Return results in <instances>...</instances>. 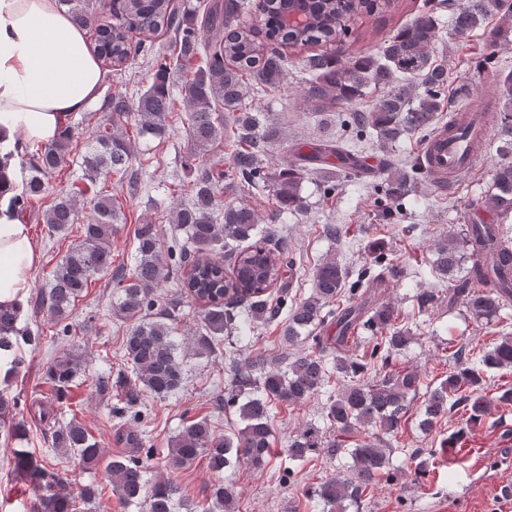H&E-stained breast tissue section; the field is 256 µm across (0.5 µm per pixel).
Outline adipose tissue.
<instances>
[{
	"label": "adipose tissue",
	"mask_w": 512,
	"mask_h": 512,
	"mask_svg": "<svg viewBox=\"0 0 512 512\" xmlns=\"http://www.w3.org/2000/svg\"><path fill=\"white\" fill-rule=\"evenodd\" d=\"M102 69L57 0H0V148L57 140L97 100ZM37 261L27 226L0 197V304L22 303Z\"/></svg>",
	"instance_id": "obj_1"
}]
</instances>
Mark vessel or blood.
Returning <instances> with one entry per match:
<instances>
[{
    "instance_id": "1",
    "label": "vessel or blood",
    "mask_w": 512,
    "mask_h": 512,
    "mask_svg": "<svg viewBox=\"0 0 512 512\" xmlns=\"http://www.w3.org/2000/svg\"><path fill=\"white\" fill-rule=\"evenodd\" d=\"M487 122L468 108L457 109L426 143L423 154L431 177L438 182L460 179L478 160L477 148L487 142Z\"/></svg>"
}]
</instances>
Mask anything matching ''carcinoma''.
Returning a JSON list of instances; mask_svg holds the SVG:
<instances>
[{"instance_id": "carcinoma-1", "label": "carcinoma", "mask_w": 512, "mask_h": 512, "mask_svg": "<svg viewBox=\"0 0 512 512\" xmlns=\"http://www.w3.org/2000/svg\"><path fill=\"white\" fill-rule=\"evenodd\" d=\"M59 3L78 24L96 31L94 53L103 66L120 70L129 60L142 57L151 60L156 70L149 88L136 98L119 91L105 95L99 110L109 115L110 125L81 156L86 189L56 196L42 216L50 232L62 233L77 221V198L91 209L82 240L56 265L47 287L37 289L29 309L0 305V351L10 355L6 374L23 363L18 354L21 346L39 342L32 317L45 313L54 322L56 335H70L66 318L73 303L94 275L112 269V236L118 232L119 213L112 196L98 184L114 176L120 181L137 176L134 148L122 124L132 119L138 138L164 140L177 90L187 107L188 156H201L223 137L235 149L228 170L218 164L194 167L192 197L173 210L172 223L185 233L179 247H164L158 225L140 224L134 268L114 276L112 311L128 322L124 369L114 378L101 376L94 381L111 415L130 416L138 423L142 420L138 407L145 395L164 398L183 384L178 302L159 294L162 284L172 280L202 306L201 328L191 337L199 355L212 352L226 335L255 333L286 312L282 355L259 351L229 364L224 405L235 408L242 427L221 436L207 418L190 421L171 443L170 464L175 468L190 467L200 458L217 476L241 464L254 469L267 466L273 454L272 408L323 393L333 375L339 374L343 383L328 392L327 422L343 435L356 426L372 433L349 450V473L325 479L312 496L323 505L322 512H345L346 501L363 498L367 489L390 477L387 438L398 432L418 394H423L421 425L427 430L452 405L462 407L472 424L484 419L494 404L483 389L485 373L512 368L511 333L489 348L478 349L467 365L448 368V377L439 385L426 386L419 373L392 369L394 354L412 341L411 327L399 321L395 307L375 301L371 294L382 287L385 277L401 274L392 250L371 246L370 264L354 276L336 256L325 259L313 273L310 295L290 303L282 274L293 269L294 259L276 230L281 214L305 210L301 184L318 171L317 164L334 157L344 173L353 175L360 168L358 144L375 139L385 146L408 132L426 140L434 134L448 93V70L431 53L441 35L439 12L448 8V0H431L428 9L392 30L377 49L348 57L339 44L358 9L341 0H266L260 29L240 23L248 0H209L200 16L191 7L173 5V0H112L110 15L90 8L91 0ZM290 13L303 15L304 22L288 25L285 18ZM492 17L512 23V0H463L451 12L448 35L463 38ZM164 28L174 30L176 37L162 51L151 36ZM320 44L333 50L302 58L310 78L301 97L312 112L341 113L343 137L316 139L307 144V152L299 145L291 159L275 166L267 159L268 138L257 133L258 117L245 98L251 89L263 96L281 88L286 57L279 47ZM480 70L491 74V95L502 103L494 126L502 161L484 206L507 217L512 213V70L498 68L492 51L483 56ZM372 90L378 92L376 100L369 108H360ZM73 138L74 127L68 125L58 140L36 146L27 156L29 175L9 199L17 212H26L31 200L42 198L46 179L66 162ZM391 168L386 164L387 176L378 186L376 202L384 209L400 210L428 170L419 160L400 171ZM223 190L271 196L269 222L261 224V216L244 203L219 204L216 194ZM434 253L433 270L448 278L449 297L460 300L476 322L501 319L512 302V238L503 225L470 224L462 233L450 232L437 240ZM466 254L474 261L463 276ZM415 300L423 312L434 306L438 294L434 288H421ZM355 340L367 344L361 361L349 355L348 342ZM80 369V360L69 353L49 364L46 380L56 402L66 398ZM368 370L376 380L353 381ZM25 405L48 427L53 450L72 452L85 466L104 464L112 490L125 503L141 512H210L209 504L183 498L176 483L149 480L148 459L103 458L98 443L77 418L63 424L44 400L1 393L0 428L17 446L12 469L35 491L27 512H82L77 503L92 505L98 487L87 485L80 498L71 496L58 474L24 447L28 432L18 409ZM341 452V444L326 439L325 428L311 422L302 425L284 449L288 459L298 462ZM211 499L224 512L235 509L236 492L228 484L215 483Z\"/></svg>"}]
</instances>
